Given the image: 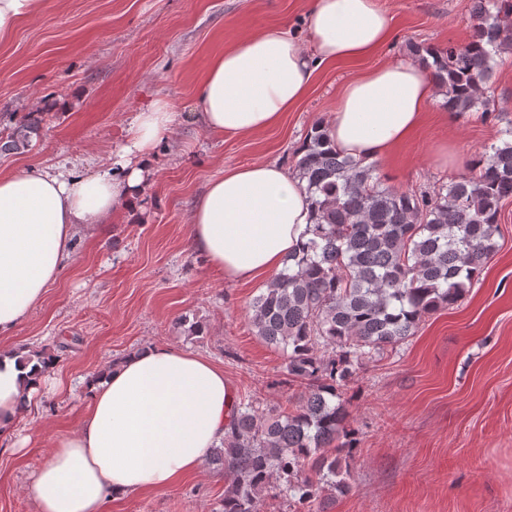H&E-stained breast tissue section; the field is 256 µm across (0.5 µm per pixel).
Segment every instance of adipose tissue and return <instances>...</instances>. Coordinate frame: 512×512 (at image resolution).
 I'll return each mask as SVG.
<instances>
[{
	"label": "adipose tissue",
	"instance_id": "adipose-tissue-1",
	"mask_svg": "<svg viewBox=\"0 0 512 512\" xmlns=\"http://www.w3.org/2000/svg\"><path fill=\"white\" fill-rule=\"evenodd\" d=\"M389 27L378 0H314L308 43L277 29L250 35L207 72L199 96L205 130L248 135L275 126L305 96L318 65L369 54ZM435 94L418 62L370 70L343 87L329 136L342 154L381 160L410 136ZM175 119L163 98L136 113L112 171L0 174V334L28 319L57 281L79 225L140 209L148 164ZM311 230L302 182L261 162L209 182L190 239L226 279L243 280L282 270ZM36 371V358L0 351V440L13 435L39 389ZM88 391L79 427L57 437L33 475L37 512H104L110 500L179 483L220 445L235 404L223 369L165 346L108 365Z\"/></svg>",
	"mask_w": 512,
	"mask_h": 512
}]
</instances>
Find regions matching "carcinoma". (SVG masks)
I'll use <instances>...</instances> for the list:
<instances>
[{
  "mask_svg": "<svg viewBox=\"0 0 512 512\" xmlns=\"http://www.w3.org/2000/svg\"><path fill=\"white\" fill-rule=\"evenodd\" d=\"M512 0H473L471 38L415 47L450 112H491L481 97L497 52L512 48L501 18ZM39 121H19L0 153L28 150ZM296 171L315 205L313 237L252 302V326L286 353L302 387L288 412L251 402L233 411L210 462L230 477L223 512H260L285 497L318 512L328 491L349 490L359 448L342 389L364 361L415 335L422 318L461 300L497 248L500 211L512 198V128L472 172L432 190L384 183L377 163L341 154L316 122Z\"/></svg>",
  "mask_w": 512,
  "mask_h": 512,
  "instance_id": "obj_1",
  "label": "carcinoma"
}]
</instances>
